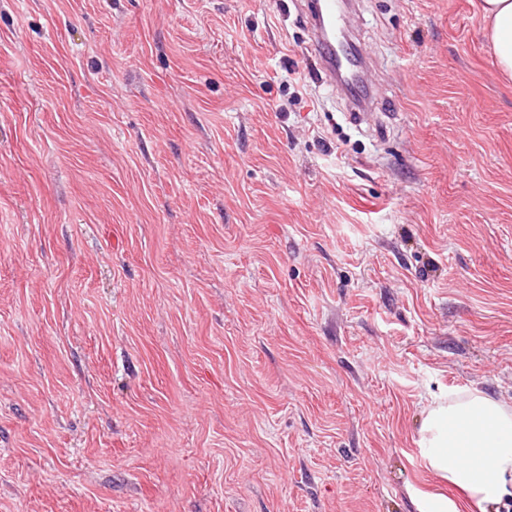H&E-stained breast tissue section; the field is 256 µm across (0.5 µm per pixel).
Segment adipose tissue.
Here are the masks:
<instances>
[{
    "label": "adipose tissue",
    "mask_w": 512,
    "mask_h": 512,
    "mask_svg": "<svg viewBox=\"0 0 512 512\" xmlns=\"http://www.w3.org/2000/svg\"><path fill=\"white\" fill-rule=\"evenodd\" d=\"M481 14L488 50L512 76V0H482ZM422 441L430 470L466 491L480 512H512V402L471 391L436 404Z\"/></svg>",
    "instance_id": "1"
}]
</instances>
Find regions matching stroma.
I'll return each mask as SVG.
<instances>
[{"label":"stroma","mask_w":512,"mask_h":512,"mask_svg":"<svg viewBox=\"0 0 512 512\" xmlns=\"http://www.w3.org/2000/svg\"><path fill=\"white\" fill-rule=\"evenodd\" d=\"M479 0H0V512H419L512 399V78ZM304 81L293 84L290 73ZM314 10L309 11V29L311 42L308 51L320 70L328 71L334 81L340 70L349 78L348 96L359 102L365 112H354V120L362 121L369 114L371 102L368 98V71L361 54L350 45L343 52L336 49V41H327L323 35V27L329 32H335L340 27L342 16L337 12L336 0L314 1ZM338 79V78H337ZM422 441L430 470L466 491L479 512L511 511L512 402L478 391L448 398L428 410ZM459 446L467 459L448 449Z\"/></svg>","instance_id":"stroma-1"}]
</instances>
